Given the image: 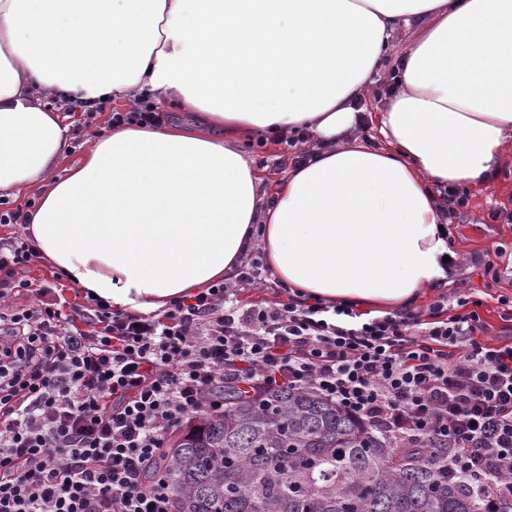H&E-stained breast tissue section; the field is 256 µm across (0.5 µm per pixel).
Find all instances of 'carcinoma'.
<instances>
[{
  "instance_id": "cac0c4a2",
  "label": "carcinoma",
  "mask_w": 512,
  "mask_h": 512,
  "mask_svg": "<svg viewBox=\"0 0 512 512\" xmlns=\"http://www.w3.org/2000/svg\"><path fill=\"white\" fill-rule=\"evenodd\" d=\"M174 512H478L426 448H398L310 388L247 395L170 437Z\"/></svg>"
}]
</instances>
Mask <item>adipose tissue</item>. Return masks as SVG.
Returning <instances> with one entry per match:
<instances>
[{"label":"adipose tissue","instance_id":"ef3b65f1","mask_svg":"<svg viewBox=\"0 0 512 512\" xmlns=\"http://www.w3.org/2000/svg\"><path fill=\"white\" fill-rule=\"evenodd\" d=\"M414 20L382 146L347 140ZM41 89L162 95L193 120L113 128L50 181L69 127ZM301 129L312 161L267 196L240 139ZM510 147L512 0H0V193L47 180L28 232L116 310L222 281L257 239L304 294L372 317L408 306L451 274L431 184L480 189Z\"/></svg>","mask_w":512,"mask_h":512}]
</instances>
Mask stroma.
<instances>
[{"instance_id": "1", "label": "stroma", "mask_w": 512, "mask_h": 512, "mask_svg": "<svg viewBox=\"0 0 512 512\" xmlns=\"http://www.w3.org/2000/svg\"><path fill=\"white\" fill-rule=\"evenodd\" d=\"M121 104L111 102L105 111L86 114L72 112L71 139L50 178L66 175L69 168L78 165L83 157L86 139L95 133L110 130L112 113L121 111ZM243 149L261 167H264L269 182L284 178L288 171L292 149L288 145L271 140L258 146L256 140L243 142ZM469 205L460 221L449 224L448 243L455 255L453 273L443 289L429 288L416 301L419 309L447 293L449 299L474 296L483 305L480 313L489 324L488 336L495 342L512 341V326L499 317L500 300H512V155L508 156L494 175L490 185L480 192H470ZM498 212V219H491V212ZM493 263L497 276L488 278L483 274L485 263Z\"/></svg>"}]
</instances>
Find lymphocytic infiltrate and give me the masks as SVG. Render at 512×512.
<instances>
[{
  "label": "lymphocytic infiltrate",
  "instance_id": "lymphocytic-infiltrate-1",
  "mask_svg": "<svg viewBox=\"0 0 512 512\" xmlns=\"http://www.w3.org/2000/svg\"><path fill=\"white\" fill-rule=\"evenodd\" d=\"M39 253L0 241V512H173L156 470L170 435L245 393L310 388L376 434L438 453L483 512L512 505V344L486 341L480 301L440 295L356 321L242 260L164 314L70 302L20 279ZM271 300L246 303L247 288Z\"/></svg>",
  "mask_w": 512,
  "mask_h": 512
}]
</instances>
